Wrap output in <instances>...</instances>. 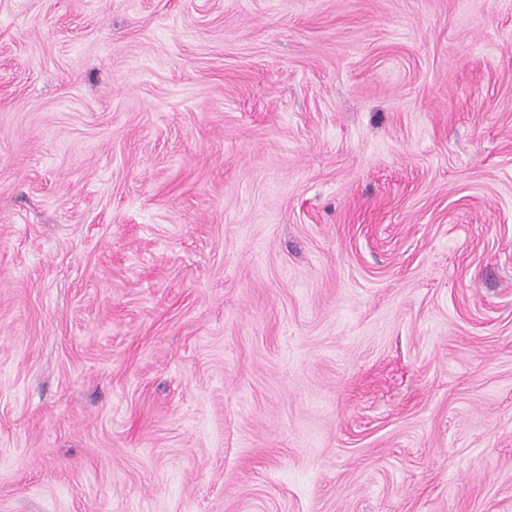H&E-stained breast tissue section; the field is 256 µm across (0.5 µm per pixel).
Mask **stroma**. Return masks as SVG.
Returning a JSON list of instances; mask_svg holds the SVG:
<instances>
[{"label":"stroma","mask_w":512,"mask_h":512,"mask_svg":"<svg viewBox=\"0 0 512 512\" xmlns=\"http://www.w3.org/2000/svg\"><path fill=\"white\" fill-rule=\"evenodd\" d=\"M0 512H512V0H0Z\"/></svg>","instance_id":"35a3bbf8"}]
</instances>
